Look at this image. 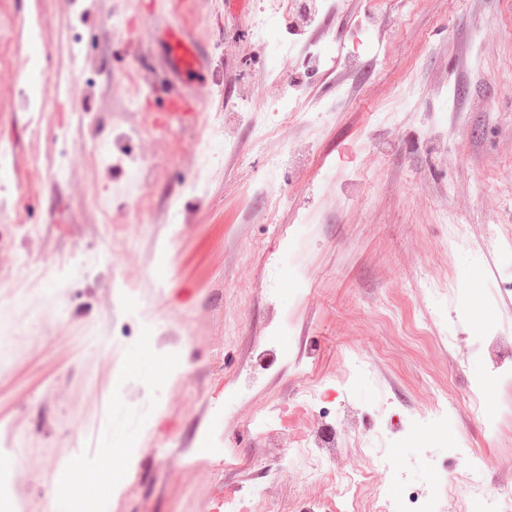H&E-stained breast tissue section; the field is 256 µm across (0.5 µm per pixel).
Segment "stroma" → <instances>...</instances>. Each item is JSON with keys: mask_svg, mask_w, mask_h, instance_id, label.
I'll list each match as a JSON object with an SVG mask.
<instances>
[{"mask_svg": "<svg viewBox=\"0 0 512 512\" xmlns=\"http://www.w3.org/2000/svg\"><path fill=\"white\" fill-rule=\"evenodd\" d=\"M277 12L0 0V512H53L62 464L122 423L130 463L85 484L108 512L256 489L318 512L299 474H268L325 428L339 466L359 443L392 460L362 493L401 512L418 493L478 512L448 490L473 459L512 485V0H328L292 32ZM312 45L329 64L282 120L267 106ZM144 353L156 372L131 369Z\"/></svg>", "mask_w": 512, "mask_h": 512, "instance_id": "stroma-1", "label": "stroma"}]
</instances>
